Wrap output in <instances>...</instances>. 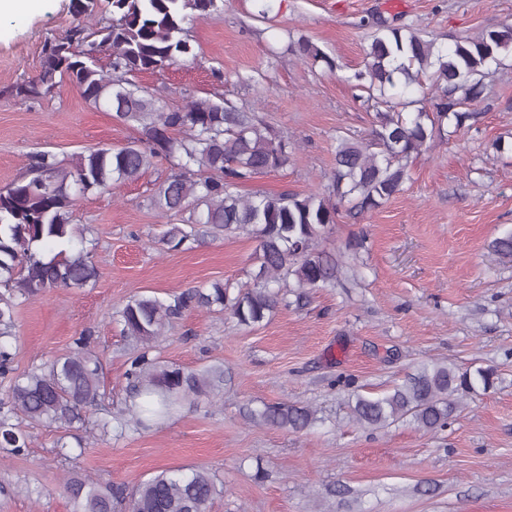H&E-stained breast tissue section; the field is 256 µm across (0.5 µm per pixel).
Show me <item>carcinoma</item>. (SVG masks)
<instances>
[{
    "label": "carcinoma",
    "instance_id": "1",
    "mask_svg": "<svg viewBox=\"0 0 512 512\" xmlns=\"http://www.w3.org/2000/svg\"><path fill=\"white\" fill-rule=\"evenodd\" d=\"M108 13L90 29L93 0H71L72 26L42 48L38 75L5 91L20 100L56 94L69 81L113 119L135 124L137 141L120 148H89L73 167L49 153L31 157L24 175L0 188V375L13 372L15 300H27L58 287L85 288L100 277L92 251L45 260L51 243L86 239L89 228L73 223L77 194L133 182L156 159L173 173L156 189L151 205L164 215L188 214L172 224L163 241L177 250L206 237L244 233L257 242L258 272L253 284L215 281L207 288L172 292L164 298L139 295L116 310L123 333L134 344L126 379L130 403L112 412L101 391L102 363L92 349L93 333L83 330L72 350L47 366L12 377L0 396V449L13 456L28 451V436L13 419L56 424L67 431L96 427L147 429L181 403L202 397L217 401L232 374L222 364L201 369L165 366L152 356L154 344L190 309L224 311L254 327L277 309L291 306L289 288H327L342 273L336 255L319 241L347 203L359 213L379 208L403 191L409 162L444 135L462 128L464 107L481 100L483 80L492 66L512 54V25L444 46L409 27L377 22L378 33L364 51L363 69L353 78L368 99L382 104L387 92L423 87V98L403 103V112H377L364 136H336L331 183L322 191H288L251 196L241 188L260 175L288 165L296 144L275 132L253 109L218 96L190 98L177 110L161 94L130 79L138 72L163 69L194 56L186 25L218 10L217 0H107ZM289 50L303 59L332 60L311 41L299 38ZM109 59L104 70L100 55ZM495 369L461 371L446 364L423 365L402 383L376 396L355 393L351 412L361 426L385 427L404 419L435 432L448 427L459 400L493 387ZM240 414L253 424L300 432L315 421V411L296 402L244 405ZM73 512H211L224 485L206 468L165 471L131 492L110 483L72 474L59 486Z\"/></svg>",
    "mask_w": 512,
    "mask_h": 512
}]
</instances>
